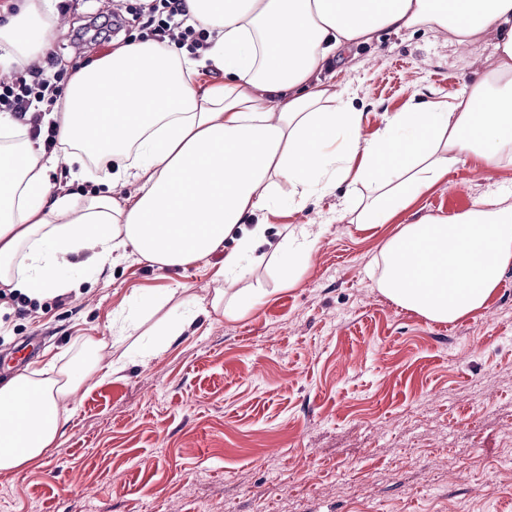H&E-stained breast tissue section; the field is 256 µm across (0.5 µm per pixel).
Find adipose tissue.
<instances>
[{
    "mask_svg": "<svg viewBox=\"0 0 512 512\" xmlns=\"http://www.w3.org/2000/svg\"><path fill=\"white\" fill-rule=\"evenodd\" d=\"M0 20V67L52 51V0H16ZM186 22L210 43L202 57L130 40L73 69L56 122L64 156L46 154L0 116V284L37 297L74 288L69 256L99 266L134 255L161 269L223 252L222 274L243 277L280 182L295 197L352 179L376 185L362 224L388 223L448 172L474 158L512 166V0H185ZM448 31L455 44L495 39L496 65L450 102L413 104L366 139L363 114L317 70L383 30ZM210 66L217 78L197 77ZM92 179L84 196L52 180L59 163ZM135 181L134 194L119 186ZM236 236L224 250L228 236ZM319 234L303 225L273 250L286 270L308 262ZM380 290L436 321L482 308L512 267V200L491 192L466 211L400 225L382 252ZM83 368L47 366L0 382V471L38 463L56 447L104 340L82 339Z\"/></svg>",
    "mask_w": 512,
    "mask_h": 512,
    "instance_id": "ef3b65f1",
    "label": "adipose tissue"
}]
</instances>
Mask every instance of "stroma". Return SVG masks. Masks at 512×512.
I'll use <instances>...</instances> for the list:
<instances>
[{
  "label": "stroma",
  "mask_w": 512,
  "mask_h": 512,
  "mask_svg": "<svg viewBox=\"0 0 512 512\" xmlns=\"http://www.w3.org/2000/svg\"><path fill=\"white\" fill-rule=\"evenodd\" d=\"M60 74L110 51L72 33L101 0H55ZM495 61L492 41L383 31L320 70L347 89L372 136L410 103L453 101ZM512 194V166L468 161L386 224L346 210L370 184L289 204L281 184L262 212L266 239L227 290L260 300L239 317L212 311L222 260L163 270L129 258L81 294L37 299L29 316L0 301V378L85 357L78 339H108L137 302L155 306L113 344L124 369L87 382L57 448L41 465L0 471V512H512V268L484 307L454 322L403 308L377 288L381 251L399 225ZM322 226L307 266L286 283L271 245ZM193 323L150 362L136 355L168 318Z\"/></svg>",
  "instance_id": "1"
}]
</instances>
